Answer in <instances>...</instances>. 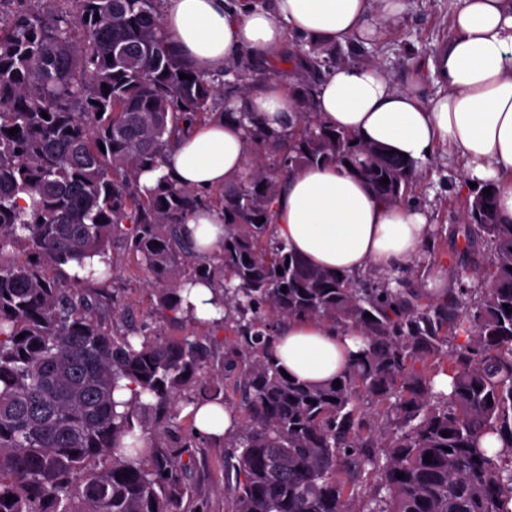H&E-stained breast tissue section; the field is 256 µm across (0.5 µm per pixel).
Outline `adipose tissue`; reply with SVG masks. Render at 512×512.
Returning <instances> with one entry per match:
<instances>
[{"label":"adipose tissue","instance_id":"obj_1","mask_svg":"<svg viewBox=\"0 0 512 512\" xmlns=\"http://www.w3.org/2000/svg\"><path fill=\"white\" fill-rule=\"evenodd\" d=\"M405 0H272L269 7H231L228 0H165L161 24L184 61L199 71H220L243 52L260 63L283 54L286 31L325 47L375 34L377 20L403 13ZM454 37L435 65L447 91L424 99L417 79L397 86L373 63H341L320 78L316 110L329 126L358 142L407 155L423 165L447 144L471 179L495 182L498 212L512 223V0H451ZM230 118L216 116L178 140L160 170L141 174L155 188L160 175L204 193L238 182L247 172L240 112H254L280 131L298 110L286 84L265 80L233 98ZM185 227L206 253L224 237V215L201 208ZM276 235L306 262L345 277L389 271L420 256L429 242L428 218L376 197L343 167L300 170L282 185L274 216ZM360 332L332 321L291 320L279 331L273 354L289 375L310 383L336 380Z\"/></svg>","mask_w":512,"mask_h":512}]
</instances>
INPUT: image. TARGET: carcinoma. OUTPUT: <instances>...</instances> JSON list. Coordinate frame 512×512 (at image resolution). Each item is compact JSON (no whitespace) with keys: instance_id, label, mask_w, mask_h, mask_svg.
I'll return each instance as SVG.
<instances>
[{"instance_id":"carcinoma-1","label":"carcinoma","mask_w":512,"mask_h":512,"mask_svg":"<svg viewBox=\"0 0 512 512\" xmlns=\"http://www.w3.org/2000/svg\"><path fill=\"white\" fill-rule=\"evenodd\" d=\"M335 54H298L310 61L289 82L300 112L288 130L240 113L249 172L232 188L200 194L164 177L146 193L141 174L188 123L232 114L234 94L286 73L247 56L220 74L193 70L158 0H0V512H200L187 487L195 459L183 455L204 436L175 441L172 427L190 405L224 404L228 387L243 409L238 431L219 438L235 459L229 512H512V224L498 216L496 183L470 189L457 228L484 247L472 269L481 285L455 273L443 298L413 284L415 260L349 279L272 231L281 182L309 166L348 163L377 197L411 198L412 162L317 118L315 86ZM201 207L226 215L208 256L182 233ZM116 239L163 321L194 319L186 285H217L208 324L230 332L224 358L207 337L123 322L116 299L106 321L109 279L64 267L110 265ZM289 319L363 334L340 385L281 374L272 343ZM487 435L502 447H481Z\"/></svg>"}]
</instances>
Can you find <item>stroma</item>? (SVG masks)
Wrapping results in <instances>:
<instances>
[{"label":"stroma","instance_id":"35a3bbf8","mask_svg":"<svg viewBox=\"0 0 512 512\" xmlns=\"http://www.w3.org/2000/svg\"><path fill=\"white\" fill-rule=\"evenodd\" d=\"M406 8L397 18L383 23L378 35L337 48V61L378 64L396 83L416 74L425 98H433L443 86L430 68L438 52L450 41L453 31L449 0H405ZM469 189V176L462 159L447 145H439L418 175L413 206L427 213L433 254H422L424 279L437 271L453 274L471 265L463 243L453 233L460 224L462 201ZM110 257L117 272L114 287L125 308L127 320H151L157 303L147 288L144 274L138 273L121 244H113ZM226 448L205 444L194 449L195 469L189 479V492L202 512H227L224 486L234 483L235 472L225 463Z\"/></svg>","mask_w":512,"mask_h":512}]
</instances>
